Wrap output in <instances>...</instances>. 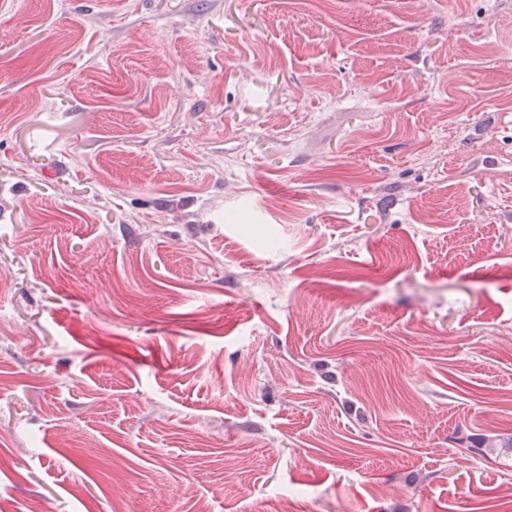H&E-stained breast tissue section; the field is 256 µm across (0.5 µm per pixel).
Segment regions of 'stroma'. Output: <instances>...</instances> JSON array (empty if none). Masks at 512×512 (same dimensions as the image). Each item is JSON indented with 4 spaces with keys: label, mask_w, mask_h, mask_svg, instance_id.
<instances>
[{
    "label": "stroma",
    "mask_w": 512,
    "mask_h": 512,
    "mask_svg": "<svg viewBox=\"0 0 512 512\" xmlns=\"http://www.w3.org/2000/svg\"><path fill=\"white\" fill-rule=\"evenodd\" d=\"M512 512V0H0V512Z\"/></svg>",
    "instance_id": "obj_1"
}]
</instances>
